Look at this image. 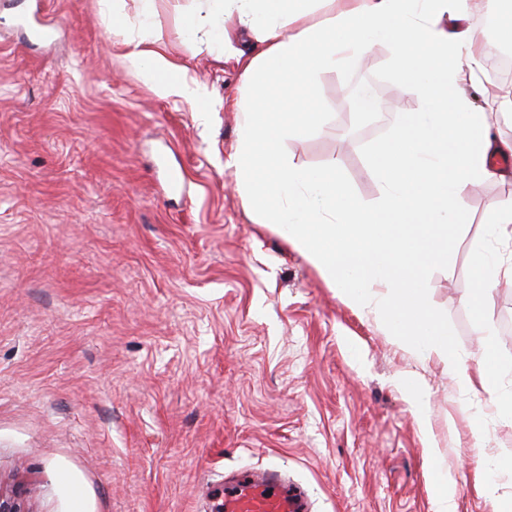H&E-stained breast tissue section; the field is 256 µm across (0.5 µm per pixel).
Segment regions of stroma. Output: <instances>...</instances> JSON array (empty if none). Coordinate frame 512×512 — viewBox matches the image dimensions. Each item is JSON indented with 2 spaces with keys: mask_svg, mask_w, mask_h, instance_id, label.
<instances>
[{
  "mask_svg": "<svg viewBox=\"0 0 512 512\" xmlns=\"http://www.w3.org/2000/svg\"><path fill=\"white\" fill-rule=\"evenodd\" d=\"M120 6L116 21L100 0H0V492L25 512H215L227 475L273 467L313 512H436L439 484L455 512H496L484 466L512 453V426L475 441L489 395L361 314L245 206L225 165L241 68L221 41L186 34L188 0ZM142 40L196 98L131 66ZM360 75L381 102L365 132L341 121L339 91ZM302 94L322 119L280 150L335 163L355 200L376 201L370 150L423 107L393 47L314 74ZM501 167L469 192L453 249L425 273L470 367L482 339L465 303L471 249L489 205L512 198V157ZM488 310L512 368V282ZM409 376L427 425L400 386Z\"/></svg>",
  "mask_w": 512,
  "mask_h": 512,
  "instance_id": "35a3bbf8",
  "label": "stroma"
}]
</instances>
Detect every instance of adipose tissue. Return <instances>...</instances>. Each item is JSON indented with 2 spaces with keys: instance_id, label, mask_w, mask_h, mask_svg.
<instances>
[{
  "instance_id": "1",
  "label": "adipose tissue",
  "mask_w": 512,
  "mask_h": 512,
  "mask_svg": "<svg viewBox=\"0 0 512 512\" xmlns=\"http://www.w3.org/2000/svg\"><path fill=\"white\" fill-rule=\"evenodd\" d=\"M183 15L193 35L224 37L235 19L256 33L261 51L243 69L250 91L241 133L228 160L242 197L259 223L284 226L289 244L359 312L391 327L404 322L399 341L436 356L462 390L481 385L496 405V420L512 424V392L499 390L501 364L483 344L476 368L460 359L455 332L431 305L423 270L447 258L476 183L498 175L496 159L512 156V140L493 136L512 114V97L473 109L462 86L479 69V36L442 27L463 17L469 0H323L321 23L309 21L312 0H194ZM390 42L406 90L431 103L427 112L404 113L395 130L372 150L371 170L385 189L374 204L354 202L335 165L312 169L282 154L281 140L303 134L298 123L276 124L266 108L272 95H291L304 76L344 67L370 40ZM512 243V199L494 202L483 238L473 244L476 282L466 303L484 331L491 288L512 280V259L492 243Z\"/></svg>"
}]
</instances>
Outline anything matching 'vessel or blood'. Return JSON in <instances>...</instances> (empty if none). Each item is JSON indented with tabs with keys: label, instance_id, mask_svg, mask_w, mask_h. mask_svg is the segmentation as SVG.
Segmentation results:
<instances>
[{
	"label": "vessel or blood",
	"instance_id": "b4317fda",
	"mask_svg": "<svg viewBox=\"0 0 512 512\" xmlns=\"http://www.w3.org/2000/svg\"><path fill=\"white\" fill-rule=\"evenodd\" d=\"M223 512H309L305 491L282 481L276 469L227 483Z\"/></svg>",
	"mask_w": 512,
	"mask_h": 512
}]
</instances>
